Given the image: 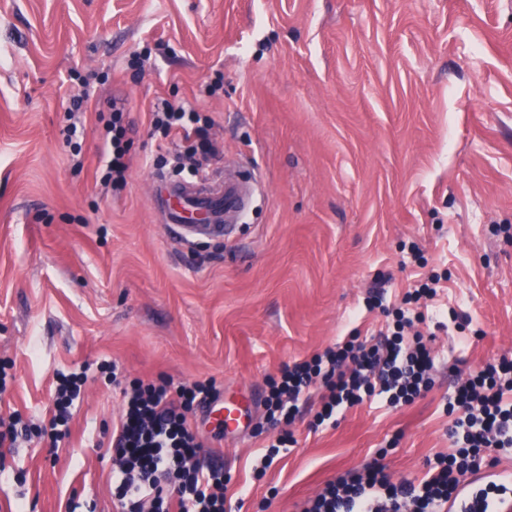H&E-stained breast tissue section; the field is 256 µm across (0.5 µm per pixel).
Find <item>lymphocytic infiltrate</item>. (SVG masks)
Instances as JSON below:
<instances>
[{
  "label": "lymphocytic infiltrate",
  "instance_id": "lymphocytic-infiltrate-1",
  "mask_svg": "<svg viewBox=\"0 0 512 512\" xmlns=\"http://www.w3.org/2000/svg\"><path fill=\"white\" fill-rule=\"evenodd\" d=\"M203 117L191 105L159 98L149 110L150 132L173 149L176 163L190 174L206 170L217 150L208 141ZM124 113L113 108L104 125L107 145L104 185L123 188L129 162ZM409 322L397 313L395 329L373 343L355 340L327 347L310 359L284 365L269 384L266 416L280 433L264 446L253 466L263 477L282 448L293 445L288 430L311 399H318L315 425L335 421L341 411L380 397L392 407L411 404L432 385L433 358L422 336L406 341ZM87 371L56 375L53 409L38 440L56 457L69 435L72 411L80 403ZM214 381L135 384L123 393V416L108 451L112 489L121 512H225L231 478L192 429L189 417L215 397ZM455 449L438 457L421 482H391L382 465L372 463L326 483L302 512H441L473 472L481 452L512 448V358L486 363L455 391L447 406Z\"/></svg>",
  "mask_w": 512,
  "mask_h": 512
}]
</instances>
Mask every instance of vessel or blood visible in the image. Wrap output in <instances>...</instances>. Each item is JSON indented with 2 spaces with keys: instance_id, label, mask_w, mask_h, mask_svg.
<instances>
[{
  "instance_id": "vessel-or-blood-1",
  "label": "vessel or blood",
  "mask_w": 512,
  "mask_h": 512,
  "mask_svg": "<svg viewBox=\"0 0 512 512\" xmlns=\"http://www.w3.org/2000/svg\"><path fill=\"white\" fill-rule=\"evenodd\" d=\"M156 194L165 223L180 227L241 221L249 209L252 188L247 181L213 174L193 181L159 180ZM488 485L500 489L489 502L491 512H512V475L498 471L465 481L458 495L449 500L447 512H467L473 504L472 488Z\"/></svg>"
}]
</instances>
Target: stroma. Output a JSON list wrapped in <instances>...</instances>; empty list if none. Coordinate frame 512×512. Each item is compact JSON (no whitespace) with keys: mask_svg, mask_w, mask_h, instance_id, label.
<instances>
[{"mask_svg":"<svg viewBox=\"0 0 512 512\" xmlns=\"http://www.w3.org/2000/svg\"><path fill=\"white\" fill-rule=\"evenodd\" d=\"M83 91L75 157L62 131ZM159 98L209 115L212 170L261 187L222 239L182 237L157 208ZM115 104L130 127L119 191L100 182L97 119ZM432 273L436 296L405 303ZM402 305L432 348L430 389L332 426L304 413L254 478L278 432L269 379L378 337ZM510 352L512 0H0V363L15 376L0 414L44 424L56 372L121 370L89 378L56 461L37 443L6 453L0 512H120L94 443L122 385L161 374L251 401L233 435L190 417L232 477L228 512H300L374 461L418 481L452 450L455 382Z\"/></svg>","mask_w":512,"mask_h":512,"instance_id":"stroma-1","label":"stroma"}]
</instances>
